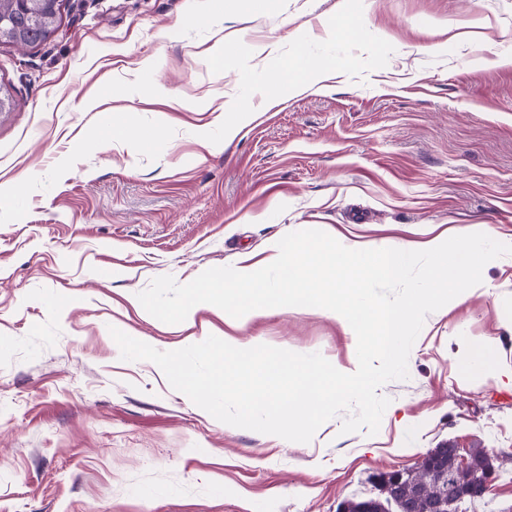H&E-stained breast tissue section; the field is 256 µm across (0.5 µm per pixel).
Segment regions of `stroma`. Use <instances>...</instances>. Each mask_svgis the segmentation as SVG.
Listing matches in <instances>:
<instances>
[{
    "mask_svg": "<svg viewBox=\"0 0 512 512\" xmlns=\"http://www.w3.org/2000/svg\"><path fill=\"white\" fill-rule=\"evenodd\" d=\"M304 61L317 84L265 94ZM99 81L108 111H75ZM0 85V512H336L446 441L494 462L462 512H512V254L426 317L373 435L340 415L307 443L222 423L109 333L346 372L333 311L203 306L172 325L137 294L262 268L307 229L378 246L479 225L512 245V0H64L45 42L0 44ZM225 107L246 111L231 134ZM113 108L153 146L100 138Z\"/></svg>",
    "mask_w": 512,
    "mask_h": 512,
    "instance_id": "1",
    "label": "stroma"
}]
</instances>
